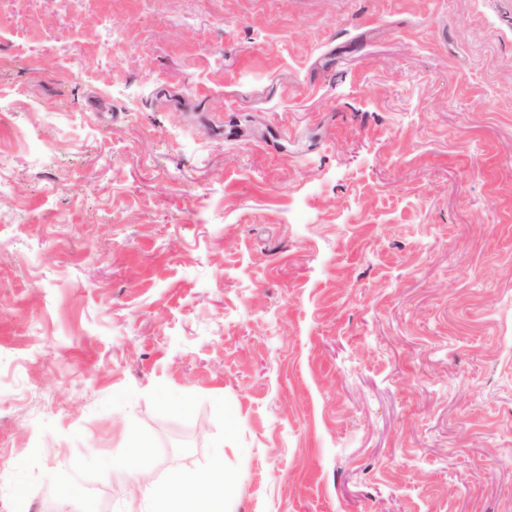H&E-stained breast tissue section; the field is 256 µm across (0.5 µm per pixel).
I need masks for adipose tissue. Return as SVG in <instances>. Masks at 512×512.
Listing matches in <instances>:
<instances>
[{"label":"adipose tissue","mask_w":512,"mask_h":512,"mask_svg":"<svg viewBox=\"0 0 512 512\" xmlns=\"http://www.w3.org/2000/svg\"><path fill=\"white\" fill-rule=\"evenodd\" d=\"M132 443V465L126 479L127 512H139V501L153 496L150 473L141 466L149 442L136 435ZM233 481L224 471L223 449H216L207 471L182 469L169 476L156 512H224V491Z\"/></svg>","instance_id":"adipose-tissue-1"}]
</instances>
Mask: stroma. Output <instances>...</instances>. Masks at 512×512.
I'll return each instance as SVG.
<instances>
[{
	"label": "stroma",
	"mask_w": 512,
	"mask_h": 512,
	"mask_svg": "<svg viewBox=\"0 0 512 512\" xmlns=\"http://www.w3.org/2000/svg\"><path fill=\"white\" fill-rule=\"evenodd\" d=\"M0 111V512H512V0H7ZM132 465L127 473L126 512H224V490L234 482L224 472V450L217 448L206 472L182 469L173 472L160 495L156 510H138V501L153 499L150 473L141 467L150 444L147 439L132 433Z\"/></svg>",
	"instance_id": "1"
}]
</instances>
